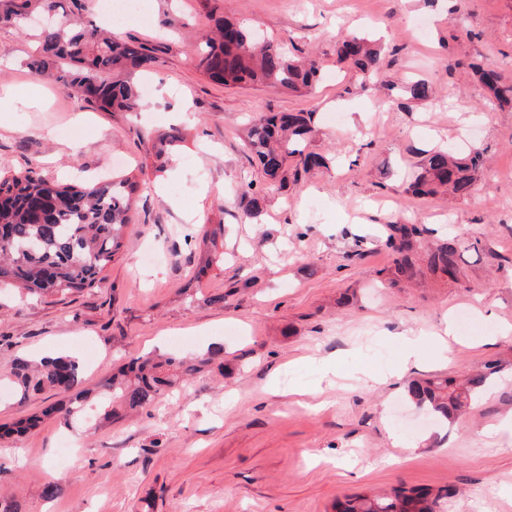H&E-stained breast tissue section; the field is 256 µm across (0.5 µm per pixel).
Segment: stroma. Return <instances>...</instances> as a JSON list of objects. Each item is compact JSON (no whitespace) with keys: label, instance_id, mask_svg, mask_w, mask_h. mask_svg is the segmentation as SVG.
Instances as JSON below:
<instances>
[{"label":"stroma","instance_id":"1","mask_svg":"<svg viewBox=\"0 0 512 512\" xmlns=\"http://www.w3.org/2000/svg\"><path fill=\"white\" fill-rule=\"evenodd\" d=\"M112 30L154 57L142 112H103L45 82L40 101L0 112V164L48 179L121 169L142 177L125 247L95 288L28 297L0 288V467L19 512H332L336 500L398 487L453 488L443 512H512V445L487 436L512 412V107H497L468 63L512 81V0H141ZM324 63L316 92L224 88L196 70L194 45L215 18ZM347 34L381 39L366 86L336 62ZM32 25L0 26V97L31 83ZM425 80L429 101L407 99ZM311 113V151L328 167L269 189L245 148L265 112ZM184 136L164 157L152 139ZM484 151L468 198H410L418 151ZM260 211L247 214L249 197ZM220 224L224 262L200 267L204 226ZM423 224L424 242L465 250L460 283L425 274L390 284L385 240ZM478 250H470V243ZM160 254L141 264L142 252ZM223 302H214V295ZM469 318L449 348L435 335ZM421 365L387 371L402 339ZM223 355L139 413L89 408L67 426L59 390L21 397L13 361L45 353L78 363L99 388L135 355ZM495 366L484 392L449 426L408 397L410 380ZM282 393H274V386ZM37 418L24 435L8 428ZM70 441L71 465L58 468ZM61 484L59 497L42 495ZM487 490L488 499L476 497Z\"/></svg>","mask_w":512,"mask_h":512}]
</instances>
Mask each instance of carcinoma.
I'll use <instances>...</instances> for the list:
<instances>
[{
    "label": "carcinoma",
    "instance_id": "carcinoma-1",
    "mask_svg": "<svg viewBox=\"0 0 512 512\" xmlns=\"http://www.w3.org/2000/svg\"><path fill=\"white\" fill-rule=\"evenodd\" d=\"M38 9L56 20L38 25L39 51L27 62L36 79L52 78L74 97L105 111L136 112L143 107L137 72L152 62L146 48L133 41L106 35L95 24L73 28L59 13L61 0H16L0 14V23L22 24ZM338 61L366 79L384 62L383 50L366 37L343 38ZM194 66L225 87L261 85L309 93L321 77L315 59L298 60L281 46L256 40L242 22L220 20L216 30L195 47ZM479 78L500 106H512V82H504L493 70L478 68ZM314 134L307 112L262 114L249 129L246 147L257 158L265 177L285 187L286 161L307 172L326 165L325 158L307 150ZM485 166L484 153H459L442 147L425 150L420 171L406 192L414 198L429 197L444 189L465 198L476 189ZM145 190L135 176L114 173L82 185L52 181L33 170L16 172L0 168V225L10 230V240L0 242V286L27 293L65 294L93 288L123 247L124 229L135 198ZM426 229L418 224H393L386 240L391 280L413 281L421 275L415 246ZM221 224L206 228L203 266L224 262L217 252ZM461 255L452 243H442L425 256V266L451 282L460 281ZM196 371L183 360L138 356L123 367L106 390L127 411L152 406L162 391ZM12 375L20 388L41 390L65 387L75 391L69 402L56 408L68 422L84 413L87 403L100 393L81 388L78 365L59 356L36 366L18 360ZM488 373L479 371L457 380L427 378L408 386V395L436 417L456 418L485 385ZM452 489L432 492L427 488H395L388 493L355 494L336 502L334 512H438Z\"/></svg>",
    "mask_w": 512,
    "mask_h": 512
}]
</instances>
